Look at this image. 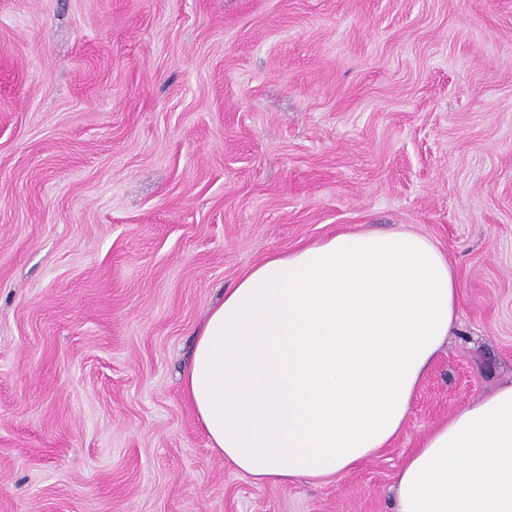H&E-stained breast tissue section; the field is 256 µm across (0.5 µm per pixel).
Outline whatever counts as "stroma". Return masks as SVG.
<instances>
[{
	"mask_svg": "<svg viewBox=\"0 0 512 512\" xmlns=\"http://www.w3.org/2000/svg\"><path fill=\"white\" fill-rule=\"evenodd\" d=\"M415 230L459 330L403 431L254 483L184 403L263 259ZM512 383V0H0V512H394L436 425Z\"/></svg>",
	"mask_w": 512,
	"mask_h": 512,
	"instance_id": "1",
	"label": "stroma"
}]
</instances>
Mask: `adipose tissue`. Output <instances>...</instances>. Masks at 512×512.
<instances>
[{
  "mask_svg": "<svg viewBox=\"0 0 512 512\" xmlns=\"http://www.w3.org/2000/svg\"><path fill=\"white\" fill-rule=\"evenodd\" d=\"M458 320L454 270L428 238L333 234L225 290L195 335L184 397L240 473L328 481L401 433ZM394 489L395 512H512V384L433 429Z\"/></svg>",
  "mask_w": 512,
  "mask_h": 512,
  "instance_id": "obj_1",
  "label": "adipose tissue"
}]
</instances>
